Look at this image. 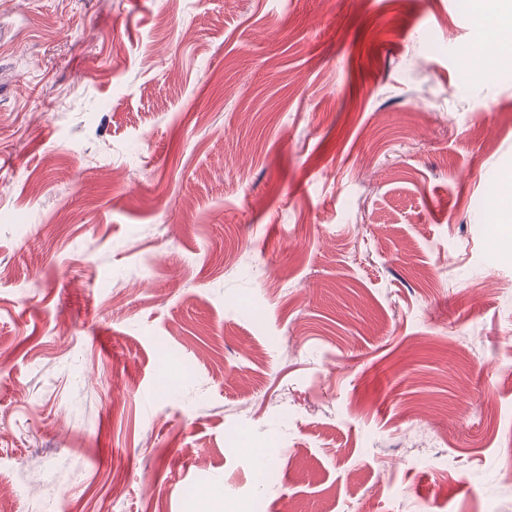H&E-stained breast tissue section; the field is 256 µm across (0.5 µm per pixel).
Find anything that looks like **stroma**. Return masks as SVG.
<instances>
[{"mask_svg": "<svg viewBox=\"0 0 512 512\" xmlns=\"http://www.w3.org/2000/svg\"><path fill=\"white\" fill-rule=\"evenodd\" d=\"M489 26L0 0V512H512Z\"/></svg>", "mask_w": 512, "mask_h": 512, "instance_id": "obj_1", "label": "stroma"}]
</instances>
